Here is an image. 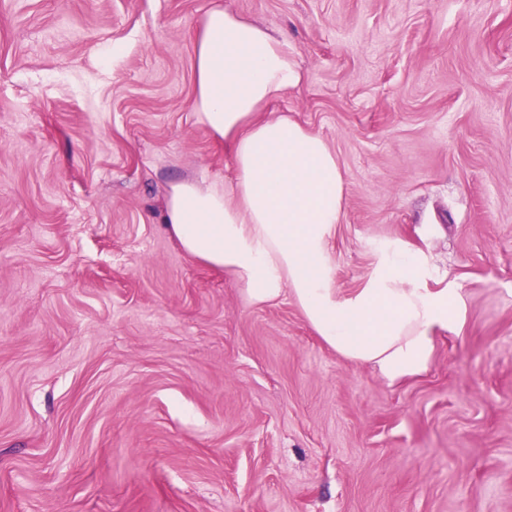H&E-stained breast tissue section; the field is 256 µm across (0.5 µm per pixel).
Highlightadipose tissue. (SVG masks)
<instances>
[{"instance_id":"adipose-tissue-1","label":"adipose tissue","mask_w":512,"mask_h":512,"mask_svg":"<svg viewBox=\"0 0 512 512\" xmlns=\"http://www.w3.org/2000/svg\"><path fill=\"white\" fill-rule=\"evenodd\" d=\"M193 51L192 116L223 142L233 176L169 181L161 216L169 235L195 260L236 278L248 305L291 295L325 345L388 384L424 374L438 333L461 320L462 297L448 285L428 287L426 258L403 242L360 288L336 287L330 243L345 192L336 155L287 114H265L305 78L287 38L215 0Z\"/></svg>"}]
</instances>
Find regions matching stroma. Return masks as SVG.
I'll use <instances>...</instances> for the list:
<instances>
[{
	"label": "stroma",
	"instance_id": "35a3bbf8",
	"mask_svg": "<svg viewBox=\"0 0 512 512\" xmlns=\"http://www.w3.org/2000/svg\"><path fill=\"white\" fill-rule=\"evenodd\" d=\"M214 0H0V512H512V0H224L307 79L339 290L411 242L464 319L387 385L161 222Z\"/></svg>",
	"mask_w": 512,
	"mask_h": 512
}]
</instances>
